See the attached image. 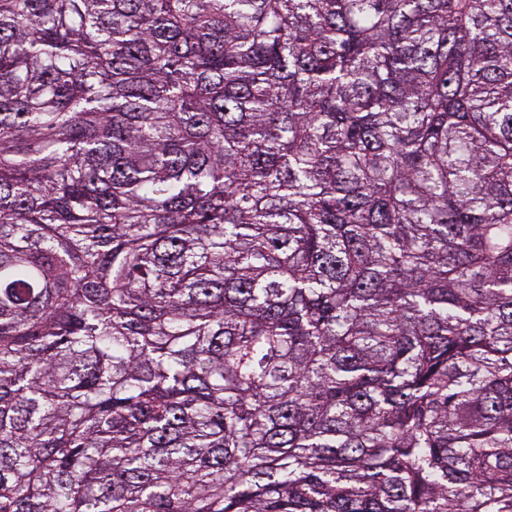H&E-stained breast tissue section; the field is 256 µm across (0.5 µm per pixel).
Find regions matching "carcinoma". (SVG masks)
I'll return each mask as SVG.
<instances>
[{"mask_svg":"<svg viewBox=\"0 0 512 512\" xmlns=\"http://www.w3.org/2000/svg\"><path fill=\"white\" fill-rule=\"evenodd\" d=\"M0 512H512V0H0Z\"/></svg>","mask_w":512,"mask_h":512,"instance_id":"cac0c4a2","label":"carcinoma"}]
</instances>
